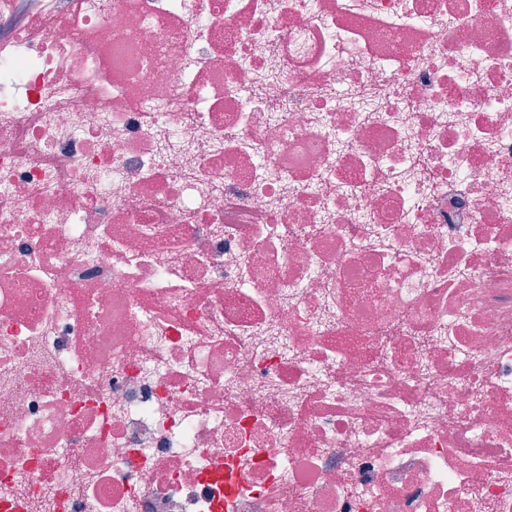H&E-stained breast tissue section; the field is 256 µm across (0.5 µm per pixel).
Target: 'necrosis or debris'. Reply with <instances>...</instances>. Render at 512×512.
<instances>
[{"instance_id":"obj_1","label":"necrosis or debris","mask_w":512,"mask_h":512,"mask_svg":"<svg viewBox=\"0 0 512 512\" xmlns=\"http://www.w3.org/2000/svg\"><path fill=\"white\" fill-rule=\"evenodd\" d=\"M27 2L0 512H512V0Z\"/></svg>"}]
</instances>
